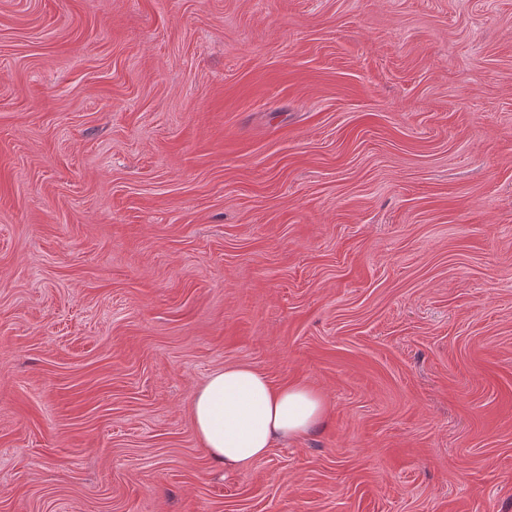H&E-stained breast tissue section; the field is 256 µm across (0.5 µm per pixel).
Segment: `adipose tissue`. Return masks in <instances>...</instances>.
Listing matches in <instances>:
<instances>
[{
    "mask_svg": "<svg viewBox=\"0 0 512 512\" xmlns=\"http://www.w3.org/2000/svg\"><path fill=\"white\" fill-rule=\"evenodd\" d=\"M325 417L320 391L299 382L274 384L246 363L212 372L191 405L202 448L236 471L248 470L276 442L303 437Z\"/></svg>",
    "mask_w": 512,
    "mask_h": 512,
    "instance_id": "ef3b65f1",
    "label": "adipose tissue"
}]
</instances>
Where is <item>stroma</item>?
I'll use <instances>...</instances> for the list:
<instances>
[{
	"mask_svg": "<svg viewBox=\"0 0 512 512\" xmlns=\"http://www.w3.org/2000/svg\"><path fill=\"white\" fill-rule=\"evenodd\" d=\"M0 512H512V0H0ZM326 417L324 395L310 385H275L247 363L212 372L195 392L191 418L208 456L248 470L278 441L306 435Z\"/></svg>",
	"mask_w": 512,
	"mask_h": 512,
	"instance_id": "obj_1",
	"label": "stroma"
}]
</instances>
